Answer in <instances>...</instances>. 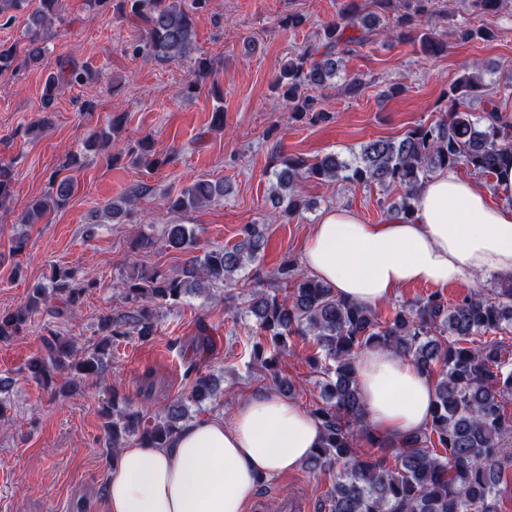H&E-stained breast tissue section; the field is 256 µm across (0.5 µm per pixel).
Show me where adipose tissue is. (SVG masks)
Instances as JSON below:
<instances>
[{
    "label": "adipose tissue",
    "mask_w": 512,
    "mask_h": 512,
    "mask_svg": "<svg viewBox=\"0 0 512 512\" xmlns=\"http://www.w3.org/2000/svg\"><path fill=\"white\" fill-rule=\"evenodd\" d=\"M494 190L495 204L448 169L425 182L413 220L366 224L332 208L314 226L304 264L337 296L370 307L412 284L512 277V165L497 170ZM356 373L377 434L402 439L427 424L435 386L412 360L373 350ZM320 437L318 420L292 401L249 394L230 421L187 424L164 448H122L108 477L109 512H247L259 481L296 469Z\"/></svg>",
    "instance_id": "obj_1"
}]
</instances>
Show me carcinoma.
I'll list each match as a JSON object with an SVG mask.
<instances>
[{
    "label": "carcinoma",
    "mask_w": 512,
    "mask_h": 512,
    "mask_svg": "<svg viewBox=\"0 0 512 512\" xmlns=\"http://www.w3.org/2000/svg\"><path fill=\"white\" fill-rule=\"evenodd\" d=\"M206 3L194 0L196 9L191 10L183 0H115L112 8L119 15L133 14L143 24L142 38L132 45L134 54L179 61L193 49L196 10ZM60 11L61 0H39L26 31L27 64L42 60L45 27ZM392 12L396 13L395 26L387 31L384 18ZM439 19H448L442 0H345L315 43L293 55L280 71L279 83L291 118L327 119L311 91L331 85L343 56L356 46L388 34L395 41H419L425 53L441 50L443 44L423 28ZM455 35L465 43L488 41L493 32L466 27ZM212 68L211 59L196 58L194 80L183 85L179 94L195 93ZM89 73L84 65L63 67L49 75L43 111L52 106L58 88L80 83ZM443 97L446 106L440 119L397 138L370 140L348 158L329 152L310 163L302 157L275 155L270 165L273 208L288 218L307 207L301 190L312 178L376 185L385 191L400 189L399 199L387 207L386 215L410 219L419 188L434 174L464 165L493 176L497 169L512 164V116L503 112L481 76H460ZM475 98L484 100L479 116L471 112ZM111 142L110 134L94 131L85 149L104 152ZM128 155L138 161L147 159L150 170L170 163L169 155L153 152L148 137L128 148ZM83 163V155L68 154L63 164L68 175L53 177L48 193L29 202L19 223L35 224L51 209L65 206L74 191V173ZM14 181L11 166L0 164V210L9 206ZM147 191L145 185L131 189L121 204L111 203L106 214L113 219L128 216V206ZM225 192L222 180H197L170 200L169 209L186 212L223 199ZM241 235L232 246L198 256L193 254V229L185 224L166 225L162 247L188 255L182 272L169 276L141 270L121 278L115 287L121 290L127 310L117 317H103L100 338L88 346L79 347L70 337L50 331L27 364L32 379L50 393L74 392L100 379L112 345L157 333V306L176 305L188 293L221 287L256 261L267 243L266 225L246 224ZM276 279L277 288L269 291L258 286L251 294L248 313L255 319L256 331L249 339L250 356L270 366L286 351L291 337L308 336L315 343L317 350L307 357V363L320 376L321 403L311 414L321 423L322 437L319 448L303 464L310 471L336 472L329 512H500L503 496L512 495L504 448L505 438L512 436V419L503 412L512 400V367L502 361V342L492 339L474 344L471 337L512 328V279L484 292H470L453 304L442 292L434 291L399 306L389 318L337 296L328 284L299 273L291 262L279 266ZM93 287L95 282L76 278L74 270L53 267L49 285L32 288L24 303L0 312V341L23 333L32 316L41 312L63 317ZM193 349L201 356L215 351L209 327L203 322L198 324ZM375 349L409 357L435 379L427 425L403 441L375 435L366 423L356 361ZM185 375L194 376V402L216 398L214 375L201 372L194 362ZM129 404V397L114 391L102 412L107 448L114 455L131 438L145 447L167 446L185 419L179 401L165 414L152 417L128 410ZM362 441L377 449L379 456L360 455L357 448Z\"/></svg>",
    "instance_id": "carcinoma-1"
}]
</instances>
